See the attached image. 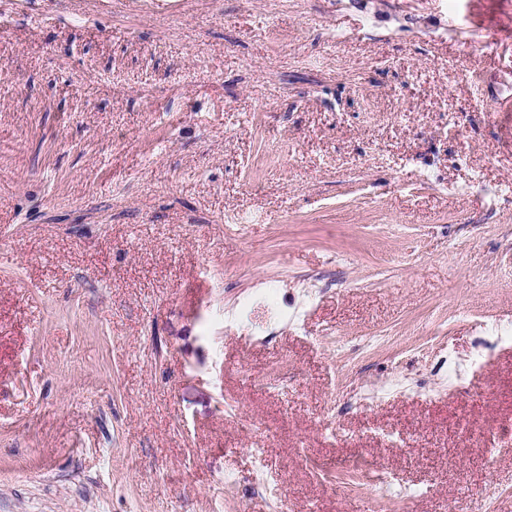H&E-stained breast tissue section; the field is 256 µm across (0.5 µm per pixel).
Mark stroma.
<instances>
[{
    "instance_id": "obj_1",
    "label": "stroma",
    "mask_w": 512,
    "mask_h": 512,
    "mask_svg": "<svg viewBox=\"0 0 512 512\" xmlns=\"http://www.w3.org/2000/svg\"><path fill=\"white\" fill-rule=\"evenodd\" d=\"M0 17V512H512V0Z\"/></svg>"
}]
</instances>
